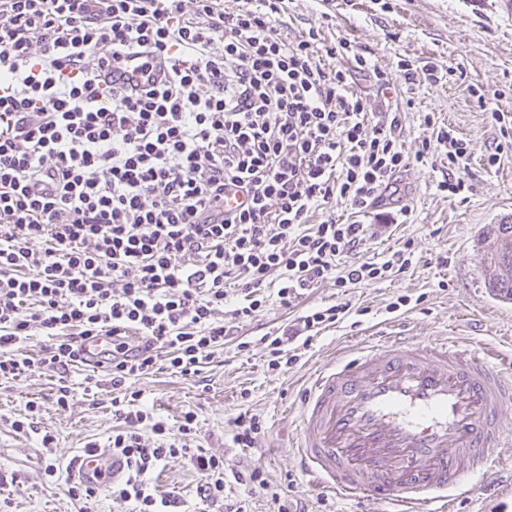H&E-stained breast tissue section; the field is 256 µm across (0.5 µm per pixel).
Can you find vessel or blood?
I'll return each instance as SVG.
<instances>
[{"mask_svg":"<svg viewBox=\"0 0 512 512\" xmlns=\"http://www.w3.org/2000/svg\"><path fill=\"white\" fill-rule=\"evenodd\" d=\"M493 344L386 336L316 371L300 410L298 463L342 498L380 500L392 512H448L476 472L494 469L501 420L512 412V370ZM126 459L97 448L70 476L101 488Z\"/></svg>","mask_w":512,"mask_h":512,"instance_id":"b4317fda","label":"vessel or blood"}]
</instances>
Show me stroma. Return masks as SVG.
<instances>
[{"mask_svg":"<svg viewBox=\"0 0 512 512\" xmlns=\"http://www.w3.org/2000/svg\"><path fill=\"white\" fill-rule=\"evenodd\" d=\"M313 23L321 25L325 42L345 37L386 72L388 96L378 95L364 79L358 88L374 111L393 107L403 112L409 153H417L431 136L424 123L429 112L467 141L470 159L461 175L472 189L451 198L437 191L448 175V159L438 151L412 162L403 173L408 213L402 223L383 228L376 216L360 218L344 204L328 205L316 220L330 213L343 222L365 224L363 256L385 258L403 241H412L415 255L408 271L343 293L332 282L320 283L292 307L269 306L262 316L235 327L236 339L251 341L250 351L237 353L234 341L227 342L205 378L158 371L140 377L135 386L169 424L194 410L198 446L222 456L226 468H257L273 483H287L289 499L301 502L305 512H388L383 502L342 500L310 483L291 450L300 428L297 408L311 373L379 324L405 336L450 332L512 350V300L487 287L478 246L493 225L512 221V151H504L499 167L483 165L501 139L493 113L512 114V10L504 0H288L289 37ZM402 58L420 65L436 60L453 74L434 85L421 83L410 97L397 67ZM475 88L486 91L484 103L472 96ZM443 254L448 262L441 265L437 258ZM401 295L409 297V305L391 311L390 303ZM339 300L351 305L354 316L299 347L301 361L295 368L268 371L267 351L257 344V336L290 323L312 306ZM43 345V337L29 336L21 350L34 361L32 372L0 379V512H129V505L113 502L105 489L87 502L67 498L73 460L86 445L108 447L117 424L109 382H102L98 394L85 392L84 371L64 374L40 365ZM63 381L74 393L64 411L53 401ZM33 404L38 407L34 430L14 431L13 421ZM243 411L257 414L264 424L251 448L235 447L232 441L229 422ZM46 435L53 438L48 448L42 445ZM50 463L57 468L52 478L44 473ZM152 482L176 498L182 512H202L204 478L189 459L170 460L153 473Z\"/></svg>","mask_w":512,"mask_h":512,"instance_id":"stroma-1","label":"stroma"}]
</instances>
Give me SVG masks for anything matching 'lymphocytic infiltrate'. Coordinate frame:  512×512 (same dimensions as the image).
Returning <instances> with one entry per match:
<instances>
[{"label":"lymphocytic infiltrate","instance_id":"f902f5d3","mask_svg":"<svg viewBox=\"0 0 512 512\" xmlns=\"http://www.w3.org/2000/svg\"><path fill=\"white\" fill-rule=\"evenodd\" d=\"M286 11V0H0V378L31 371V333L57 370L83 365L82 341L111 337L112 447L129 471L110 493L132 512H175L150 476L179 457L224 512H244L224 495L231 482L262 491L269 512H300L263 471H227L192 447L195 411L172 439L130 381L203 374L233 340L225 316L251 320L324 281L350 288L412 264L406 243L337 267L364 225L313 220L333 202L361 213L399 197L411 157L401 112L371 111L355 87L362 75L388 89L386 73L318 26L288 39ZM129 57L145 82L117 78ZM425 123L420 157H448L438 190L468 192L466 141L434 114ZM350 313L319 305L260 336L268 370L296 366L290 344Z\"/></svg>","mask_w":512,"mask_h":512}]
</instances>
